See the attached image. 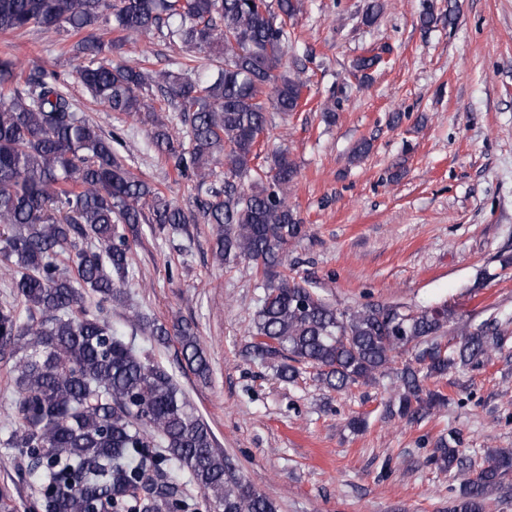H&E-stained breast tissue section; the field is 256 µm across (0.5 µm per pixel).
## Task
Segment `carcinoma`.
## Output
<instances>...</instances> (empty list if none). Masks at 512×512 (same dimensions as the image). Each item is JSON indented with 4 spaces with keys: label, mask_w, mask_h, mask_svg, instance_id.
Instances as JSON below:
<instances>
[{
    "label": "carcinoma",
    "mask_w": 512,
    "mask_h": 512,
    "mask_svg": "<svg viewBox=\"0 0 512 512\" xmlns=\"http://www.w3.org/2000/svg\"><path fill=\"white\" fill-rule=\"evenodd\" d=\"M299 11L298 0H0V32L75 38L70 52L89 96L151 122L152 148L199 195L195 212L175 205L124 167V137L91 122L56 72L27 71L0 56V272L17 301L0 309V362L15 390L5 447L36 460L30 475L44 512H88L96 501L115 509L132 490L139 512H196L189 483L213 512H276L216 447L169 370L102 316L104 307L124 303L132 224L172 231L214 224L220 262L244 260L261 270L265 294L249 349L280 360L285 381L295 380L299 364L334 390L392 372L399 392L389 413L422 420L448 403L428 379L479 367L502 346L505 331L496 325L451 328L456 311L446 303L416 312L380 304L340 310L288 273L285 248L303 232L284 193L296 165L281 152L250 190L242 179L258 157L267 112L301 107L306 65L288 30ZM103 26L116 37L98 35ZM143 33L179 42L187 55L160 72L112 62L114 51ZM380 60L374 53L354 62L361 85ZM154 88L178 113L176 136L142 116L144 93ZM85 291L97 306L85 303ZM176 335L186 366L206 375L195 332L181 325ZM461 443L442 438L432 456L461 480L448 512H487L512 472V450L465 469Z\"/></svg>",
    "instance_id": "1"
}]
</instances>
